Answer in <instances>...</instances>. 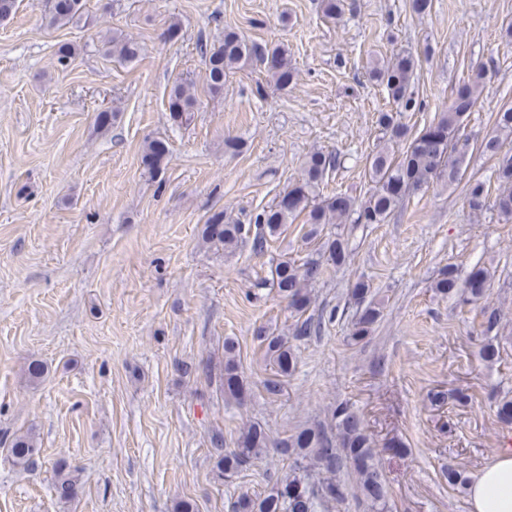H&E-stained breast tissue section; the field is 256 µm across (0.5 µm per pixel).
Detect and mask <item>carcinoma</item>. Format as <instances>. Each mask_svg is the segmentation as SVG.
<instances>
[{
	"label": "carcinoma",
	"mask_w": 512,
	"mask_h": 512,
	"mask_svg": "<svg viewBox=\"0 0 512 512\" xmlns=\"http://www.w3.org/2000/svg\"><path fill=\"white\" fill-rule=\"evenodd\" d=\"M83 16L84 0H53L51 7L43 9V18L49 27L77 23ZM105 44L108 45L107 53L123 61L135 60L140 52L138 41L123 35L107 38ZM201 51L206 65L204 85L212 96L223 93L229 73L254 62L263 65L281 87L293 81L294 68L284 48H263L233 30L224 31L223 38L202 46ZM417 64L418 57L413 53L399 52L387 60L373 63L369 69V78L385 88L395 110L381 112L377 118L383 137L367 158L373 184L367 198L358 203L344 193H337L315 202L316 187L326 173L336 167L338 159L331 152L313 150L305 159L301 178L287 187L277 202L256 215L255 223L262 226V232L254 237L256 248H263L266 236L278 234L283 225L293 223L303 212L307 213L306 223L311 225L306 234L310 240L318 236V226L322 224H343L349 219L355 224H382L410 193L434 182L448 185L457 182L461 163L475 147L497 160L496 177L500 191L491 202L484 182L470 183L469 208L478 214L491 207L500 218L512 221V153L502 152L504 141L512 137V107L496 113L493 130L477 144L469 137L457 134L465 114L475 106L483 90L484 70L478 66L470 82L459 90L437 122L411 136L400 117L404 112H416L423 107L413 88ZM196 101L194 83L175 82L168 93V111L174 122L181 126L190 124ZM400 143L403 148L397 153L395 146ZM167 153L166 142L147 141L144 166L152 174L160 172L161 161ZM249 233L250 229L232 222L222 210L211 214L201 231L204 241L221 243L226 248L237 246ZM346 258L345 242L338 234L327 238L316 250V256L300 264L288 258L277 261L270 277L259 279L254 287L276 289L288 301V306L301 315L312 303L311 285L323 276L327 267H340ZM490 283L491 275L485 267L475 266L462 277L450 264L442 271L434 288L442 295L473 302L484 297ZM370 293V286L364 281L356 282L350 289L357 315L351 323L349 338L355 343L370 336L381 317L378 303L368 299ZM480 314V354L483 360L493 361L499 356L494 340L498 338L501 314L497 308L489 306L483 307ZM335 318L334 307L325 314L310 315L295 324L293 338L302 340L317 336L324 325ZM257 339L265 345L266 357L275 368L273 377L263 381V388L269 397L276 398L282 393L284 381L295 372L296 355L284 335L261 328L257 331ZM208 377L218 379L220 391L225 396L239 404L245 402L249 387L240 371L234 341L224 342V361L217 370L208 367ZM211 444L210 456L215 460L217 476L221 479L254 466L271 448L289 461L285 477L269 486L262 495H240L232 512H318L320 509L325 512L346 499L347 487L339 477L344 468L355 475L360 495L371 512H387L389 492L373 462L374 442L364 420L346 402L330 409V425L327 427L304 425L289 436L272 440L262 425L251 423L241 431L236 447H224V438L219 434L213 437ZM6 451L14 466L28 469L40 459L42 448L35 434L28 432L13 437ZM54 471L53 491L57 500L64 504L74 501L82 487L80 469L59 462Z\"/></svg>",
	"instance_id": "cac0c4a2"
}]
</instances>
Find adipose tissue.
<instances>
[{"mask_svg": "<svg viewBox=\"0 0 512 512\" xmlns=\"http://www.w3.org/2000/svg\"><path fill=\"white\" fill-rule=\"evenodd\" d=\"M471 512H512V452L484 467L468 487Z\"/></svg>", "mask_w": 512, "mask_h": 512, "instance_id": "obj_1", "label": "adipose tissue"}]
</instances>
